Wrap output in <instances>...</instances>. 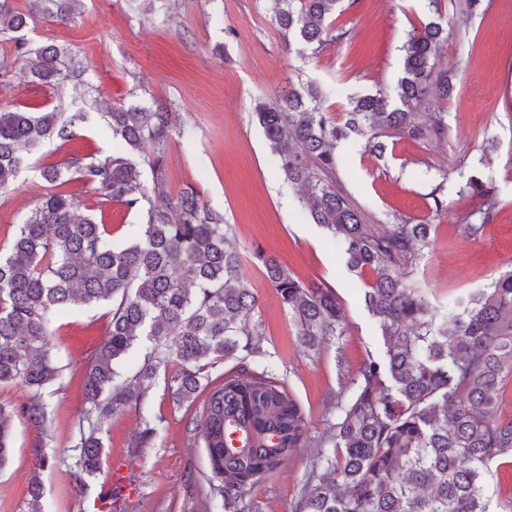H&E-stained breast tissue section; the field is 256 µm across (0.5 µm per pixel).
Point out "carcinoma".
<instances>
[{"mask_svg": "<svg viewBox=\"0 0 512 512\" xmlns=\"http://www.w3.org/2000/svg\"><path fill=\"white\" fill-rule=\"evenodd\" d=\"M343 2L272 0L273 20L287 42L315 52L350 36L333 27ZM81 3L33 0L22 10L0 0V34L13 42L33 84L55 90L62 75L85 81L84 67L62 72L65 49L28 37L34 17L66 25ZM444 33L441 16L414 29L396 96L382 90L359 96L338 122L309 85L256 106L279 169L302 193L313 223L341 243L350 267L371 273L360 302L381 339L379 353L368 355L352 379V393L336 395L335 422L315 440L318 452L294 512H489L491 466L512 463V416L501 409V389L512 380V271L446 306L433 303L414 276L431 225L402 217L376 224L336 179V146L343 140L361 137L384 150L383 139L393 134L448 138L442 100L453 84L435 63ZM87 120L85 112L58 106L0 110V192L33 167L45 142L76 139ZM176 125L166 103L121 105L107 113V126L122 151L74 152L60 166L39 168L48 191L17 225L9 251H0V384L29 390L19 408L0 403V470L10 461L16 419L42 430L49 422L42 390L61 372L51 343L55 317L107 304L109 328L86 360L76 479L99 470L100 424L127 407L141 413L136 447H148L155 433L149 395L163 371L170 373L175 401L203 397L199 443L216 509L247 512L249 490L307 444L306 419L267 363L257 297L244 283V257L230 242L224 214L195 190L175 195L168 186L165 144ZM71 181L144 214V223L131 225L127 244L113 245L108 225L94 215H76L63 189ZM464 192L479 199L460 224L463 237L476 241L499 200L478 181ZM253 257L305 350L345 335L335 289L300 282L258 250ZM133 348L143 351L142 360L122 379L119 368ZM249 358L264 366L250 367ZM217 359H237L240 366L213 381L205 371Z\"/></svg>", "mask_w": 512, "mask_h": 512, "instance_id": "carcinoma-1", "label": "carcinoma"}]
</instances>
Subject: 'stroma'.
I'll return each mask as SVG.
<instances>
[{"instance_id":"obj_1","label":"stroma","mask_w":512,"mask_h":512,"mask_svg":"<svg viewBox=\"0 0 512 512\" xmlns=\"http://www.w3.org/2000/svg\"><path fill=\"white\" fill-rule=\"evenodd\" d=\"M439 14L450 22L437 65L452 74L456 86L444 102L447 140L396 135L388 138L382 157L365 152L363 141L346 143L339 149L337 177L378 223L397 216L416 224L432 220L431 241L416 275L432 301L444 304L512 270V0H483L469 20L476 38L472 49L451 19L450 0H356L335 20L336 27L350 30L349 40L329 42L315 53L286 51L269 0H154L150 5L83 0L71 23L37 22L31 37L68 46L75 61L88 66L96 95L88 96V86L71 80L53 92L16 75L0 85V109L55 96L86 104L90 121L79 137L52 141L39 154L41 163L57 164L74 151L101 156L120 151V141L105 132L102 118L113 106L134 99L173 103L184 131L166 145L169 188L175 193L194 188L223 212L245 257L244 277L258 298L271 360L299 401L313 437L333 421L337 392L348 386L379 338L360 303L364 276L351 271L335 242L309 222L253 112L259 99L309 81L323 89L322 106L334 116L352 96L379 88L395 92L408 33ZM473 176L499 200L494 220L475 242L459 228L461 216L478 205L463 190ZM46 190L38 173L29 171L0 193V248L9 246L17 224ZM65 190L80 208L101 207L114 244H126L128 225L143 221L140 213L99 202L80 182L66 184ZM437 195L448 212L435 219ZM257 250L278 259L301 282L335 289L348 322L339 343L303 351L294 322L253 257ZM109 315V307L101 305L56 319L52 345L61 377L43 390L51 439L42 441L37 428L17 420L11 461L0 470V512H26L35 480L51 512H97L116 467L140 489L120 512H212L208 459L195 434L200 406L174 401L162 377L149 397L157 428L150 447L133 445L142 429L138 410L117 412L101 424L104 454L98 473L85 483L74 481L80 469L75 423L84 409L85 361L105 336ZM313 454L309 447L297 449L250 490L256 512H293Z\"/></svg>"}]
</instances>
